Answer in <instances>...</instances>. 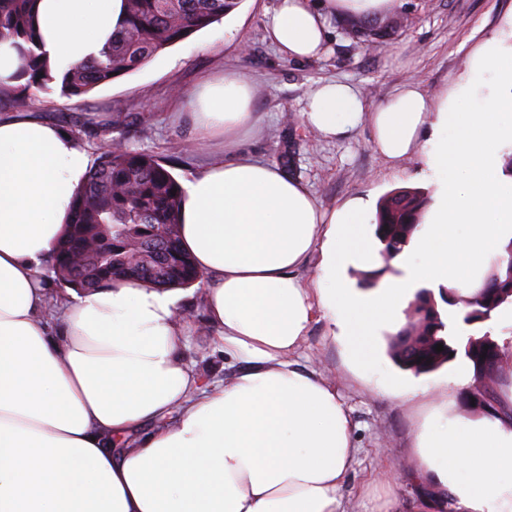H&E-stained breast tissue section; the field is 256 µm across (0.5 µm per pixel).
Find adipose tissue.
<instances>
[{
  "label": "adipose tissue",
  "instance_id": "obj_1",
  "mask_svg": "<svg viewBox=\"0 0 512 512\" xmlns=\"http://www.w3.org/2000/svg\"><path fill=\"white\" fill-rule=\"evenodd\" d=\"M394 2L278 0L265 31L283 56L316 59L329 50L332 17L378 16ZM37 12L39 47L59 76L99 56L125 0H38ZM255 91L239 74L207 79L188 99L198 142L256 130ZM302 116L326 140L369 124L393 165L431 151L440 204L416 239L423 261L380 292H354L348 270L380 263L358 240L370 200L329 208L270 163L215 159L182 185L181 243L206 276L219 349L238 364L221 383L185 364L175 291L50 288L46 262L90 156L37 113L0 116V512H344L358 454L351 416L299 349L322 316L351 349L371 344L366 313L399 328L414 281L470 294L489 258L503 256L512 179L501 177L499 153L512 139V46L488 41L440 108L415 80L372 109L354 85L328 80L310 90ZM419 448L454 512H512L511 421L428 424Z\"/></svg>",
  "mask_w": 512,
  "mask_h": 512
}]
</instances>
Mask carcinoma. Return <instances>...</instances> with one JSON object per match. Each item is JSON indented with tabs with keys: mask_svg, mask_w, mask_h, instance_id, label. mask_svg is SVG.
I'll list each match as a JSON object with an SVG mask.
<instances>
[{
	"mask_svg": "<svg viewBox=\"0 0 512 512\" xmlns=\"http://www.w3.org/2000/svg\"><path fill=\"white\" fill-rule=\"evenodd\" d=\"M34 2L0 0V42L28 45L25 67L15 77L19 84L10 88L21 102L32 91L50 90L55 82L63 96L81 99L209 27L232 12L240 0H126L125 18L100 55L72 66L59 79L36 51L34 39L39 32ZM117 143L118 149L99 147L97 162L76 191L48 277L58 287L78 292L123 281L159 289L201 284L203 273L181 245L182 189L170 163L134 150L120 139ZM172 189L176 194H170ZM427 206V197L416 189H399L383 199L375 235L383 245L384 265L362 273L363 283L374 286L392 272L391 261L418 231ZM504 252L507 258L492 261L483 285L469 296L444 286L437 297L426 288L416 292L405 311V324L390 343L399 367L426 374L457 357L458 348L445 335L447 323L440 304L458 308L462 322L475 327L490 320L496 310L512 305V239ZM439 344L443 351L438 353ZM464 356L473 368L486 369L491 384L500 387L508 379L501 369L503 348L489 333L469 336Z\"/></svg>",
	"mask_w": 512,
	"mask_h": 512,
	"instance_id": "cac0c4a2",
	"label": "carcinoma"
}]
</instances>
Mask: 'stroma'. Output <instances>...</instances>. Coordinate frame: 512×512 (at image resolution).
Instances as JSON below:
<instances>
[{"mask_svg":"<svg viewBox=\"0 0 512 512\" xmlns=\"http://www.w3.org/2000/svg\"><path fill=\"white\" fill-rule=\"evenodd\" d=\"M275 6L276 0H240L230 15L86 97L68 99L55 88L32 96L28 109L80 134L91 151L97 143L125 136L130 148L171 159L174 176L184 181L203 170L223 146L199 144L182 95L203 78L232 71L256 83L253 108L263 119L260 130L238 145L239 153L275 164L283 143H292V178L329 207L355 196L378 202L391 191L412 188L424 192L429 208H436L438 184L427 156L392 167L374 150L366 124L346 138L323 140L303 121L306 96L321 81L344 80L359 89L372 109L414 79L427 101L439 103L468 72L475 50L512 24V0H400L397 11L405 24L381 44L353 34L359 25L377 26L378 18H334L328 54L304 62L284 57L266 39L265 19ZM203 296L200 286L182 292L179 307L190 327L185 360L206 382H220L224 356L215 330L206 323ZM388 336V330H377L371 353L355 354L322 317L303 345L308 365L335 383L352 417L359 453L344 494L346 512H412L420 486L430 483L417 448L425 423L446 408L465 419L485 416L470 406L466 392L447 407L444 387L453 363L414 375L389 357ZM415 386L420 394L407 397L406 388Z\"/></svg>","mask_w":512,"mask_h":512,"instance_id":"obj_1","label":"stroma"}]
</instances>
